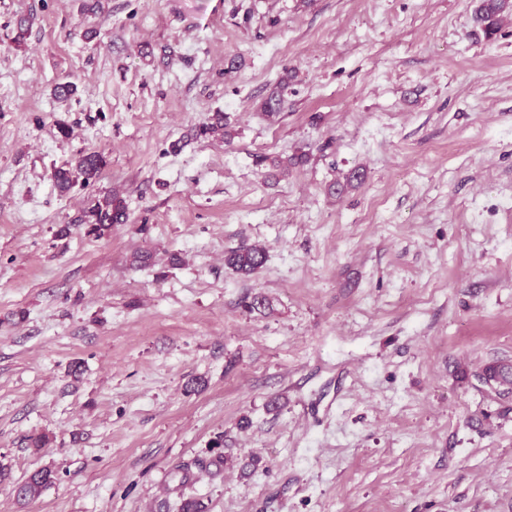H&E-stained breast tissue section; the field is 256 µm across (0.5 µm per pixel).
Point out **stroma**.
<instances>
[{
	"label": "stroma",
	"instance_id": "stroma-1",
	"mask_svg": "<svg viewBox=\"0 0 512 512\" xmlns=\"http://www.w3.org/2000/svg\"><path fill=\"white\" fill-rule=\"evenodd\" d=\"M81 4L0 0V512H512V396L477 379L512 362V14ZM217 112L231 141L198 133ZM108 193L127 220L98 238ZM253 245L256 272L225 265ZM219 450L259 463L198 469ZM104 157L99 153H90L79 157L76 164L70 168L56 169L54 178L61 192H67L81 178L84 184H89L104 167ZM85 223L90 225V232L101 236L126 218V209L117 196L106 195L92 200L85 211ZM225 263L241 274H250L262 267L266 261V251L262 247H240L231 250L224 258ZM53 480V471L49 469L35 470L14 486V495L18 501L29 502L39 497L43 490L53 483Z\"/></svg>",
	"mask_w": 512,
	"mask_h": 512
}]
</instances>
